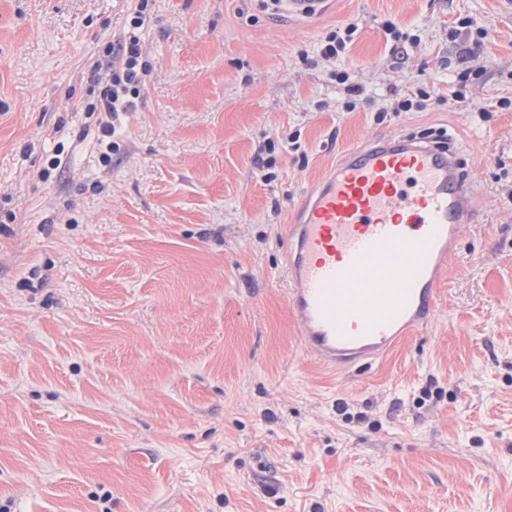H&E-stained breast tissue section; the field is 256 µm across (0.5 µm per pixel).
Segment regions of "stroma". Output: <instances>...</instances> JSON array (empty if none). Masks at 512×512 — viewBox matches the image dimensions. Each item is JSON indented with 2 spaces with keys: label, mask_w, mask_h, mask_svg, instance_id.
Masks as SVG:
<instances>
[{
  "label": "stroma",
  "mask_w": 512,
  "mask_h": 512,
  "mask_svg": "<svg viewBox=\"0 0 512 512\" xmlns=\"http://www.w3.org/2000/svg\"><path fill=\"white\" fill-rule=\"evenodd\" d=\"M132 8L0 0V505L512 512V0H328L308 17L153 0L107 164L89 68ZM388 21L417 44L393 49ZM350 23L345 54L320 61ZM420 89L427 111L391 113ZM440 130L482 197L439 308L375 362L324 370L287 302L289 216L350 149ZM357 27L354 24H348L343 30L331 31L321 43L319 55L325 61H336L339 56L345 53L348 45L353 40Z\"/></svg>",
  "instance_id": "stroma-1"
}]
</instances>
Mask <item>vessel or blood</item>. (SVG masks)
Here are the masks:
<instances>
[{"label":"vessel or blood","mask_w":512,"mask_h":512,"mask_svg":"<svg viewBox=\"0 0 512 512\" xmlns=\"http://www.w3.org/2000/svg\"><path fill=\"white\" fill-rule=\"evenodd\" d=\"M480 195L442 137L381 135L345 154L288 226V302L304 351L346 370L418 328Z\"/></svg>","instance_id":"obj_1"}]
</instances>
